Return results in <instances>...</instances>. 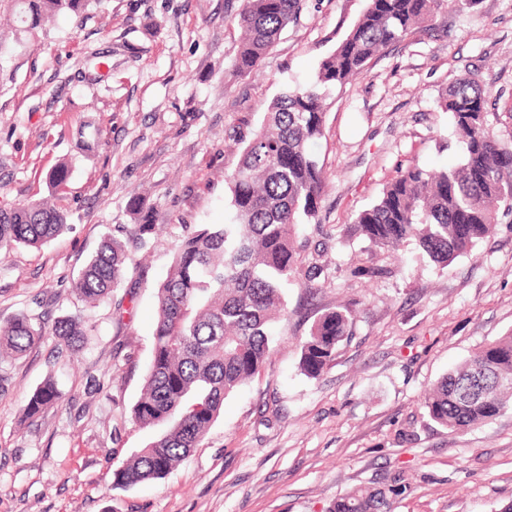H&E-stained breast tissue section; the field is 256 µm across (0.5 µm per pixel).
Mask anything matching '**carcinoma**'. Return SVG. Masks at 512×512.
<instances>
[{
	"mask_svg": "<svg viewBox=\"0 0 512 512\" xmlns=\"http://www.w3.org/2000/svg\"><path fill=\"white\" fill-rule=\"evenodd\" d=\"M478 0H369L365 12L318 68L311 85L286 89L266 106L263 122L240 140L229 176V219L203 224L174 253L169 273L155 288L152 358L140 396L131 408L142 427H163L151 442L114 472L113 484L131 487L164 478L191 455L219 418L224 401L260 374L277 339L272 326L288 320L285 290L299 278L297 238L302 224L317 221L325 188L323 164L312 147L324 135L322 89L363 74L383 49L403 40L450 6L472 9ZM100 0H14L24 31L61 11L80 18ZM304 0H243L237 16L242 37L233 72L258 70ZM488 92L461 80L442 94L464 144L459 164L430 170L412 162L397 168L376 200L355 214L350 232L378 251L414 242L422 257L446 267L469 255L497 226L512 223V142L486 123ZM63 161L48 174L54 190L69 179ZM67 227L49 202L0 207V248L39 247ZM153 224H136L131 237L146 247ZM127 243L103 240L81 269L76 289L86 303L113 292L129 273ZM356 311L325 310L300 340V370L320 377L337 347L352 334ZM69 351L83 346L86 326L62 316L47 329L21 315L0 326V354L18 356L44 336ZM62 393L47 378L26 404L35 417ZM512 410V330L479 346L439 378L423 402L434 425L464 432ZM327 512H391L383 488L360 487L337 497Z\"/></svg>",
	"mask_w": 512,
	"mask_h": 512,
	"instance_id": "1",
	"label": "carcinoma"
}]
</instances>
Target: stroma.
Wrapping results in <instances>:
<instances>
[{"label":"stroma","instance_id":"1","mask_svg":"<svg viewBox=\"0 0 512 512\" xmlns=\"http://www.w3.org/2000/svg\"><path fill=\"white\" fill-rule=\"evenodd\" d=\"M368 0H307L260 69L232 79L242 0H102L26 33L0 0V202L52 198L68 229L40 248L0 249V324L78 313V353L46 336L0 359V512H326L358 487L390 489L393 512H503L512 504V410L470 430L431 424L421 403L449 367L512 330V224L439 268L414 243L368 252L347 229L412 162L456 164L462 144L440 106L471 79L489 93L488 127L512 140V0L439 13L326 97L317 152L327 187L298 243L323 273L289 286V317L264 372L224 402L202 444L164 479L113 487L154 430L129 417L152 353L154 286L181 240L223 223L240 132L286 88L310 84ZM109 53L96 80L87 56ZM68 161L66 188L47 173ZM144 199L143 215L128 207ZM155 224L133 269L96 305L73 289L104 237ZM375 277L357 275L359 265ZM122 301V319L113 315ZM352 304V336L316 379L299 340L327 308ZM55 377L61 404L27 420L29 394Z\"/></svg>","mask_w":512,"mask_h":512}]
</instances>
